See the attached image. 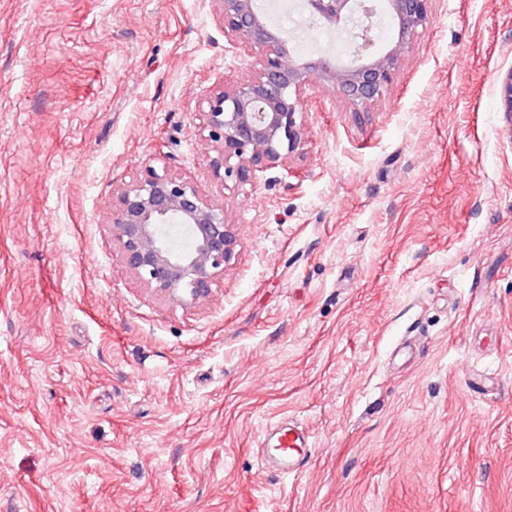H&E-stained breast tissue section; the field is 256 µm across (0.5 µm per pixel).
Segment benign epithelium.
<instances>
[{"mask_svg":"<svg viewBox=\"0 0 512 512\" xmlns=\"http://www.w3.org/2000/svg\"><path fill=\"white\" fill-rule=\"evenodd\" d=\"M212 2L224 36L254 58L243 79L214 86L200 112L211 177L242 188L302 156L309 88L332 89L356 113L381 100L427 30L431 0H377L397 23L395 40L382 49L372 20L376 9L367 0H306L320 22L353 21L346 33L355 44L346 60L306 62L294 57L287 34L270 22L258 0ZM499 97L512 116V70ZM107 223L125 269L144 288L188 306L211 297L236 255V230L224 199L204 193L193 176L172 172L157 157L145 159L133 180L113 188Z\"/></svg>","mask_w":512,"mask_h":512,"instance_id":"obj_1","label":"benign epithelium"}]
</instances>
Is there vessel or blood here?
Listing matches in <instances>:
<instances>
[{"instance_id":"b4317fda","label":"vessel or blood","mask_w":512,"mask_h":512,"mask_svg":"<svg viewBox=\"0 0 512 512\" xmlns=\"http://www.w3.org/2000/svg\"><path fill=\"white\" fill-rule=\"evenodd\" d=\"M312 446L313 439L309 430L294 421L271 425L260 441L265 465L294 475L307 465Z\"/></svg>"}]
</instances>
